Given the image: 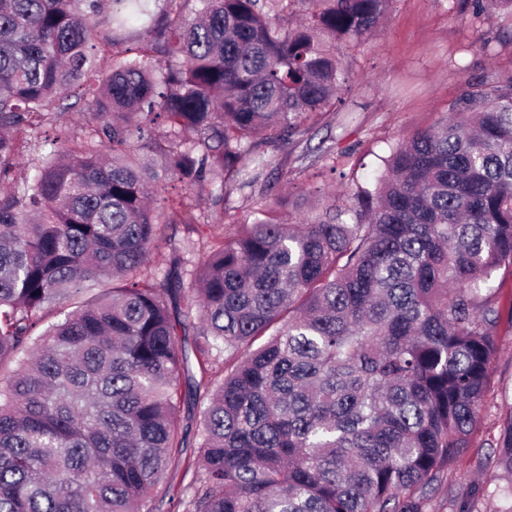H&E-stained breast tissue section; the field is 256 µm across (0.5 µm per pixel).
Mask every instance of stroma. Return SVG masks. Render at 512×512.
Instances as JSON below:
<instances>
[{"mask_svg":"<svg viewBox=\"0 0 512 512\" xmlns=\"http://www.w3.org/2000/svg\"><path fill=\"white\" fill-rule=\"evenodd\" d=\"M493 57H486L485 48ZM336 53L349 73L336 108L346 121L313 128L329 137L331 156H311L309 141L289 149L287 189L300 211L316 205H348L358 186H370L383 157L416 129L446 116L451 104L493 71L512 72V15L490 12L474 18L472 0H388L380 31L359 42L340 41ZM512 413V326L501 323L499 351L490 368L484 412L469 448L447 472L433 512H461L477 501L478 512H501L493 494L506 482L496 466L502 418ZM196 447L181 449L156 488L155 512H182L168 487L193 476Z\"/></svg>","mask_w":512,"mask_h":512,"instance_id":"1","label":"stroma"}]
</instances>
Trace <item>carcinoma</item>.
Here are the masks:
<instances>
[{
    "mask_svg": "<svg viewBox=\"0 0 512 512\" xmlns=\"http://www.w3.org/2000/svg\"><path fill=\"white\" fill-rule=\"evenodd\" d=\"M160 2L0 0V512H154L200 391L185 512H427L499 346L512 72L398 142L349 206L295 220L267 180L238 224L261 144L336 111L332 42L377 32L386 0ZM68 97L80 134L58 123ZM170 178L222 217L154 205ZM165 224L198 240H169L156 271ZM61 300L74 309L37 332ZM498 445L512 475V415Z\"/></svg>",
    "mask_w": 512,
    "mask_h": 512,
    "instance_id": "cac0c4a2",
    "label": "carcinoma"
}]
</instances>
